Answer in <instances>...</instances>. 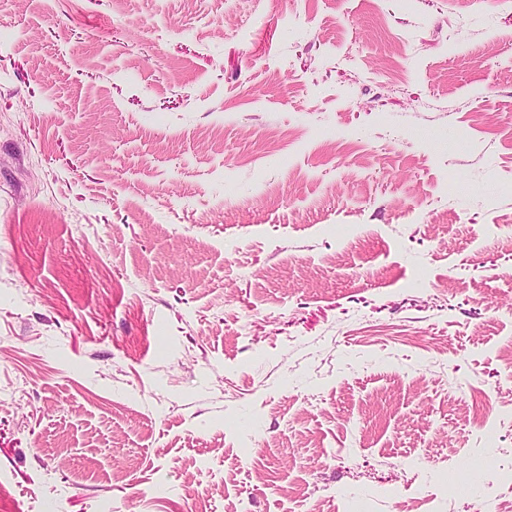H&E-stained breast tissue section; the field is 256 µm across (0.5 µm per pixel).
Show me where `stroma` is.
Returning <instances> with one entry per match:
<instances>
[{"instance_id":"obj_1","label":"stroma","mask_w":512,"mask_h":512,"mask_svg":"<svg viewBox=\"0 0 512 512\" xmlns=\"http://www.w3.org/2000/svg\"><path fill=\"white\" fill-rule=\"evenodd\" d=\"M0 512H512V0H0Z\"/></svg>"}]
</instances>
